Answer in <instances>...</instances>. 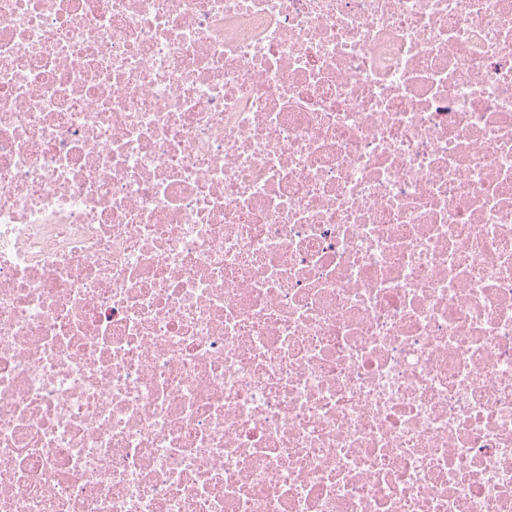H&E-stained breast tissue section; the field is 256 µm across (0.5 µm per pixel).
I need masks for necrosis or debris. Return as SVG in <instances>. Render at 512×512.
Instances as JSON below:
<instances>
[{
    "label": "necrosis or debris",
    "mask_w": 512,
    "mask_h": 512,
    "mask_svg": "<svg viewBox=\"0 0 512 512\" xmlns=\"http://www.w3.org/2000/svg\"><path fill=\"white\" fill-rule=\"evenodd\" d=\"M0 512H512V0H0Z\"/></svg>",
    "instance_id": "1"
}]
</instances>
